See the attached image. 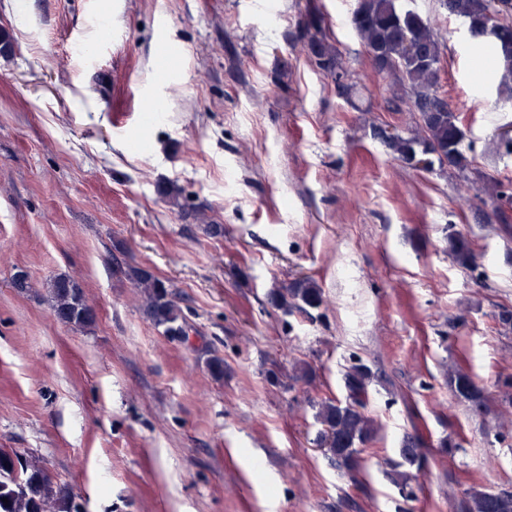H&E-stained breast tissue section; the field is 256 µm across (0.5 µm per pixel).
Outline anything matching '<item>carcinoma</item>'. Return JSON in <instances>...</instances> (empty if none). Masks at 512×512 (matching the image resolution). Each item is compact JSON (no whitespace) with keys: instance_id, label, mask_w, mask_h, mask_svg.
<instances>
[{"instance_id":"cac0c4a2","label":"carcinoma","mask_w":512,"mask_h":512,"mask_svg":"<svg viewBox=\"0 0 512 512\" xmlns=\"http://www.w3.org/2000/svg\"><path fill=\"white\" fill-rule=\"evenodd\" d=\"M449 14L464 19L475 31L492 30V46L486 51L498 59L499 82L512 85V0H443ZM351 26L377 69L393 77L391 91L396 98L408 97L418 112L420 134L404 137L396 133L384 137L393 153L402 159L421 151L441 150L439 166L458 177L480 182L489 192L494 217L501 224L512 222V183L472 168L464 149L465 131L448 103L438 97L435 85L440 63L438 33L431 21L418 12L405 10L401 0H356ZM307 37L308 52L316 67L334 77L343 94L354 85L339 60V53L327 42L322 17L317 8L308 9L301 21ZM454 262L462 268L476 265V253L463 236L449 239ZM121 273L140 289L143 306L154 325L172 338L188 339L182 309L169 285L153 273L139 268L121 269ZM51 308L62 322L78 329L91 327L95 309L86 300L82 288L67 277H56L48 285ZM272 304L286 314L295 309L318 308L323 294L309 277H301L270 292ZM370 373L363 365H353L344 374L345 401L328 400L318 405L317 419L323 426L320 439L327 453L352 466L360 448L376 433L374 420L366 413L365 396ZM448 384L455 397L472 409L482 406V391L473 376L464 372L449 374ZM465 512H512V493L473 490L464 505ZM0 512H77L75 500L55 478L33 459L13 449L0 448Z\"/></svg>"}]
</instances>
